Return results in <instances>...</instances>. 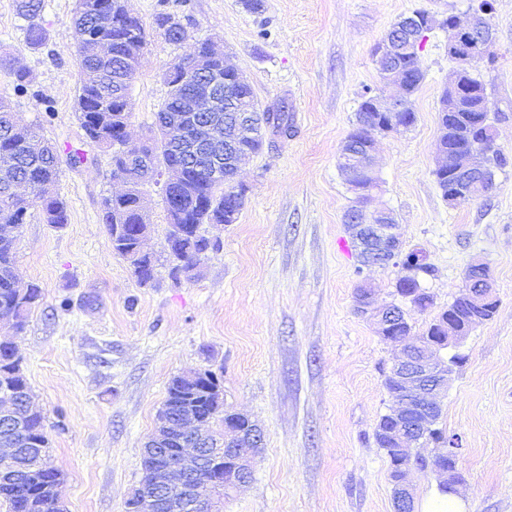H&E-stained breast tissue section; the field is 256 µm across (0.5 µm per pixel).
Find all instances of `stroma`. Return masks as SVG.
<instances>
[{
    "instance_id": "1",
    "label": "stroma",
    "mask_w": 512,
    "mask_h": 512,
    "mask_svg": "<svg viewBox=\"0 0 512 512\" xmlns=\"http://www.w3.org/2000/svg\"><path fill=\"white\" fill-rule=\"evenodd\" d=\"M490 2L495 60L480 71L506 115L496 144L512 159V0ZM469 3L263 0L253 13L242 0H187L177 12L188 39L174 45L154 23L161 0H126L150 32L130 90V146L152 134L168 94L165 68L204 39L261 105L285 107L290 124L289 136L268 135L242 163L244 206L236 223L208 226L221 248L201 259L200 276L175 283L161 265L154 286L142 287L100 221L103 198L125 185L112 177L111 150L85 140L77 119V0H45L46 41L35 49L16 0H0V51L29 84L17 94L13 75L0 71V98L19 124L86 157L60 166L68 224L35 213L17 229L19 274L42 299L22 334L0 322L46 417L64 512H126L170 379L205 369L223 371L226 403L264 433L252 481L223 512H392L390 465L374 430L390 405L382 371L393 345L355 313L353 294L365 280L377 303L393 302L398 269L360 268L338 156L362 95H394L381 88L372 56L391 25L419 8L439 19L463 14ZM419 65L415 125L377 141L374 205L392 212L405 250L423 251L437 267L422 283L436 309L455 299L472 261L493 273L498 310L459 347L464 361L440 425L458 440L465 512H512V163L488 199H442L433 170L438 100L453 68L445 30L428 33Z\"/></svg>"
}]
</instances>
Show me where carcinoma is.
<instances>
[{
    "label": "carcinoma",
    "mask_w": 512,
    "mask_h": 512,
    "mask_svg": "<svg viewBox=\"0 0 512 512\" xmlns=\"http://www.w3.org/2000/svg\"><path fill=\"white\" fill-rule=\"evenodd\" d=\"M44 8V0H18L17 10L28 21L26 44L38 47L45 41V32L37 22ZM74 24L79 40V77L76 112L80 127L99 145L112 148V113L119 112L122 119L131 117L129 89L136 78L144 50L147 32L142 20L130 13L125 0H78ZM193 54L207 59L209 81L224 93V99L233 103L224 112V120H232L234 110L246 106L252 109L259 124L274 123L288 128V115L280 110L262 108L250 84H240L236 79L224 78V62L213 57V46L207 41L196 42ZM380 82L385 84L390 73L400 69L406 79L401 111L391 117L371 111L372 96L360 102L355 113L356 126L347 136L351 148L362 151L363 130L367 124L378 127L377 134L385 136L399 133L416 121L413 97L424 80L418 64V54L409 40L403 48L390 57L374 51ZM477 65L463 60L455 61L454 70L461 74L466 87L464 95L456 100L440 97L437 124L442 140L448 148H456L470 141L484 143L480 149L482 160L493 171L502 169L506 157L500 151L486 153L495 136V125L487 124L474 129V119L495 108L485 83L475 75ZM9 71L15 77V90L28 93L26 76L13 68L12 58L0 53V71ZM169 88L168 96L158 112L154 125L164 127L168 118L185 111L186 101L195 89V83L180 69L164 75ZM149 149L155 155L152 167L135 176L123 195L104 198L101 221L106 224L112 248L128 261L130 270L141 286L153 283L156 261L142 256L137 248V230L146 217L136 207L141 187L161 175V168L178 165L184 178L176 185L164 188L166 210L179 203L186 212L184 235L176 236L172 226H167L164 241L166 261L170 263L169 275L176 281L198 276V256L204 241L206 224H233L244 205L245 189L235 185L236 171L230 159L217 162L218 173L214 178L203 179L196 167L185 162L187 148L183 143L161 136L151 140ZM58 150L42 141L38 128L21 126L12 116L9 102L0 99V313L15 319L13 329L24 330L28 313L41 299V288L30 283L22 285L17 273L15 257L16 236L13 230L26 223L30 210L39 211L44 223L61 227L68 223L67 206L57 192L59 177ZM436 184L443 198H448L459 177L446 171H434ZM36 181L42 194L26 207L20 206L16 188L22 182ZM435 267L422 261L415 272L398 276L393 294L410 299L425 312L434 305L433 297L421 287L420 279L435 275ZM13 391L18 397L31 391L19 365L18 352L11 343H0V392ZM167 410L185 414L189 411L199 418H208L223 425L225 419L234 420L244 433L251 430L252 421L224 410L223 380L215 372L205 370L196 376H176L167 387L164 402ZM17 427L9 434L0 430V440L16 449L11 466L0 472V500L8 505L9 512H55V503L61 498L63 476L47 462L48 437L44 415L31 408L25 401L16 407Z\"/></svg>",
    "instance_id": "cac0c4a2"
}]
</instances>
